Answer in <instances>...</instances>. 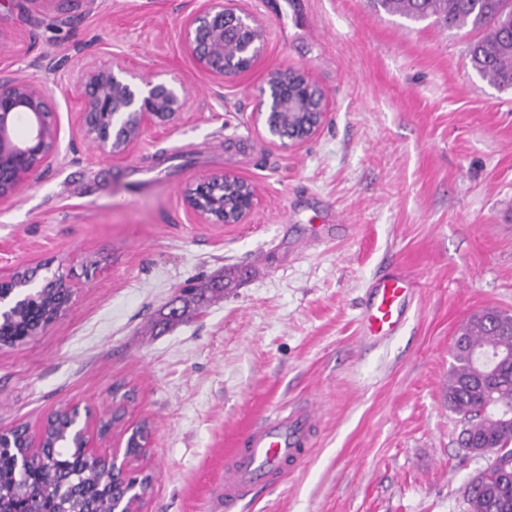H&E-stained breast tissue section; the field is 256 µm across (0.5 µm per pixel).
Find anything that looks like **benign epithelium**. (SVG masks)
<instances>
[{
  "label": "benign epithelium",
  "instance_id": "7a95c632",
  "mask_svg": "<svg viewBox=\"0 0 512 512\" xmlns=\"http://www.w3.org/2000/svg\"><path fill=\"white\" fill-rule=\"evenodd\" d=\"M182 40L202 70L222 79L255 64L264 50L265 31L237 0H203L184 23ZM66 93L77 103L83 136L108 158L129 151L145 130L168 127L186 98L184 85L136 75L122 57L83 69ZM326 109L324 91L305 70L275 68L260 91L254 124L271 143L291 150L318 132ZM58 149L59 124L47 88L27 77L0 80V202L9 201L33 173L50 166ZM255 200L251 183L224 172L200 179L185 194L187 210L201 224H241ZM63 410L70 418L74 444L94 454L98 434L89 420H81L80 405L70 403ZM149 446L145 442L134 454H144ZM134 454L117 449L104 458L113 484L125 489L114 512H143V490L130 484L129 459Z\"/></svg>",
  "mask_w": 512,
  "mask_h": 512
}]
</instances>
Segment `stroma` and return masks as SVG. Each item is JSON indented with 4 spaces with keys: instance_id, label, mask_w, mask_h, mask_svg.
<instances>
[{
    "instance_id": "1",
    "label": "stroma",
    "mask_w": 512,
    "mask_h": 512,
    "mask_svg": "<svg viewBox=\"0 0 512 512\" xmlns=\"http://www.w3.org/2000/svg\"><path fill=\"white\" fill-rule=\"evenodd\" d=\"M266 51L218 80L180 38L200 0H0V78L51 91L55 162L0 203V268L68 277L65 314L0 347V429L39 434L81 401L126 402L146 421L143 512H211L224 455L271 411L314 403L310 453L240 512H464L484 460L458 445L450 348L472 314L512 313V90L472 70L466 30L374 10L369 0H239ZM120 56L178 79V119L120 160L85 140L64 96L81 68ZM302 68L324 90L317 135L271 144L252 114L270 70ZM215 172L257 189L242 224H200L186 190ZM418 280L397 336L365 343L359 316L394 265ZM181 321V291L215 278Z\"/></svg>"
}]
</instances>
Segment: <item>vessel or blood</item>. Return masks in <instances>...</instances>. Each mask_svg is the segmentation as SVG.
Segmentation results:
<instances>
[{
	"label": "vessel or blood",
	"mask_w": 512,
	"mask_h": 512,
	"mask_svg": "<svg viewBox=\"0 0 512 512\" xmlns=\"http://www.w3.org/2000/svg\"><path fill=\"white\" fill-rule=\"evenodd\" d=\"M417 281L406 271L394 269L375 279L371 298L361 313L365 340L377 343L401 328ZM316 424L313 405L305 403L274 410L253 425L224 461V482L217 502L220 512H237L256 489L279 484L309 450Z\"/></svg>",
	"instance_id": "1"
}]
</instances>
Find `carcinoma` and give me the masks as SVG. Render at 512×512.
<instances>
[{"mask_svg":"<svg viewBox=\"0 0 512 512\" xmlns=\"http://www.w3.org/2000/svg\"><path fill=\"white\" fill-rule=\"evenodd\" d=\"M376 9L414 21L431 19L447 28L476 34L468 55L471 68L500 89L512 88V0H373ZM62 292L32 295L0 320V345L22 343L53 315ZM448 374V409L461 423L459 445L469 456L488 448L493 461L464 487L466 512H512V315L488 308L461 327ZM20 436L0 447V512H112L121 492L112 486L105 465L71 446L64 422L45 429V462L18 466Z\"/></svg>","mask_w":512,"mask_h":512,"instance_id":"carcinoma-1","label":"carcinoma"}]
</instances>
